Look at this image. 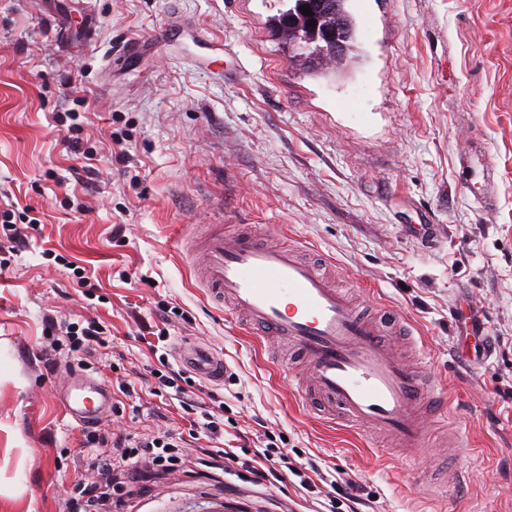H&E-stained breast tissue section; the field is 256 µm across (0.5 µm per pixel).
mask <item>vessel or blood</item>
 Returning a JSON list of instances; mask_svg holds the SVG:
<instances>
[{
	"label": "vessel or blood",
	"mask_w": 512,
	"mask_h": 512,
	"mask_svg": "<svg viewBox=\"0 0 512 512\" xmlns=\"http://www.w3.org/2000/svg\"><path fill=\"white\" fill-rule=\"evenodd\" d=\"M198 251L205 288L241 315L256 338L289 345L310 370L304 406L325 421L386 435L406 448L423 443L421 416L447 414L442 392L425 385L392 351L381 328L361 315L349 297L298 250L269 245L252 232L216 226L189 239ZM180 363L209 380L224 377V360L208 346L181 342ZM75 383L61 396L79 425L95 423L100 409Z\"/></svg>",
	"instance_id": "1"
}]
</instances>
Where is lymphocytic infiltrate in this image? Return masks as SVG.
I'll list each match as a JSON object with an SVG mask.
<instances>
[{
  "label": "lymphocytic infiltrate",
  "mask_w": 512,
  "mask_h": 512,
  "mask_svg": "<svg viewBox=\"0 0 512 512\" xmlns=\"http://www.w3.org/2000/svg\"><path fill=\"white\" fill-rule=\"evenodd\" d=\"M155 395L172 391L181 408L190 414L187 436H174L163 431L151 436L119 435L107 437L95 431H86L85 437L100 449L96 457L95 481L87 485L74 484L66 501L65 512H123L122 506L131 493V462L145 464V476L160 478L176 471L183 462L182 448L186 439L201 442V453L210 459L225 463L238 462L232 448L215 450L209 443L224 431V423L215 405L199 394L189 393L190 382L184 371L167 368L158 374Z\"/></svg>",
  "instance_id": "f902f5d3"
}]
</instances>
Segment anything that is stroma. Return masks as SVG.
<instances>
[{
    "mask_svg": "<svg viewBox=\"0 0 512 512\" xmlns=\"http://www.w3.org/2000/svg\"><path fill=\"white\" fill-rule=\"evenodd\" d=\"M364 3L358 60L312 78L269 30L286 0H0V210L37 221L15 249L0 231V512H62L94 480L97 449L58 401L75 373L138 392L97 430L181 433L150 388L182 340L236 374L212 389L225 439L264 427L302 473L361 483L371 512H512V0ZM469 153L491 188L462 180ZM211 224L303 246L384 330L405 317L406 358L454 416L410 449L309 413L297 356L197 281L180 239ZM93 320L105 341L83 367L63 326ZM183 455L130 512L313 508L299 476L256 484Z\"/></svg>",
    "mask_w": 512,
    "mask_h": 512,
    "instance_id": "obj_1",
    "label": "stroma"
}]
</instances>
